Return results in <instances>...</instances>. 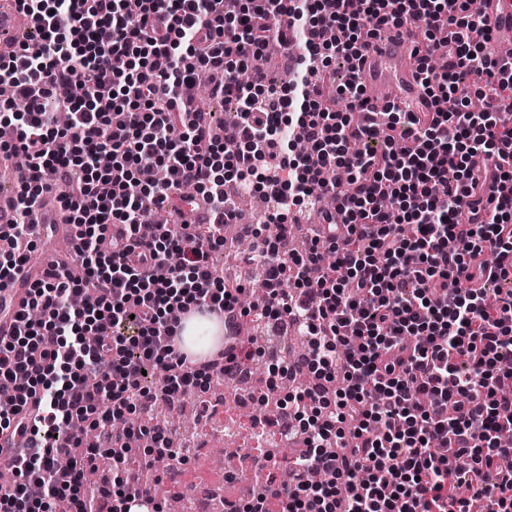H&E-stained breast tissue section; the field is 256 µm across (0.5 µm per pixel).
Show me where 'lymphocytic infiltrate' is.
I'll return each mask as SVG.
<instances>
[{
  "label": "lymphocytic infiltrate",
  "mask_w": 512,
  "mask_h": 512,
  "mask_svg": "<svg viewBox=\"0 0 512 512\" xmlns=\"http://www.w3.org/2000/svg\"><path fill=\"white\" fill-rule=\"evenodd\" d=\"M16 2L37 35L0 58V127L14 134L0 157L40 149L4 204L0 288L27 264V218L53 185L77 235L0 338V432L36 409L0 512H94L102 447L76 422H133L180 459L145 413L206 393L241 360L236 333L206 361L177 352L190 310L285 321L307 341L303 364H281L304 437L294 477L260 479L242 512H470L476 500L512 512V59L486 53L491 16L469 0H140L134 13L124 0ZM404 25L428 33L415 75L435 111L369 120L355 67L337 88L347 112L327 107L329 55L352 61ZM272 43L297 56L288 80L237 81ZM201 71L211 97L237 106L232 137L195 93ZM149 165L166 181L141 180ZM230 182L260 184L278 227L258 242L264 293L245 308L209 263L239 215ZM327 187V234L298 254L286 216L325 215ZM112 454L111 512H130L131 470L153 457Z\"/></svg>",
  "instance_id": "1"
}]
</instances>
